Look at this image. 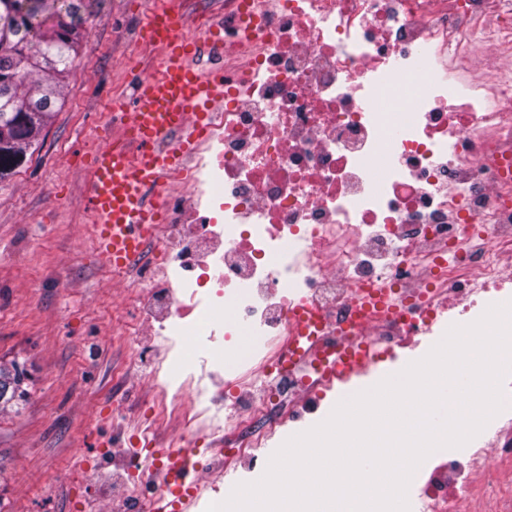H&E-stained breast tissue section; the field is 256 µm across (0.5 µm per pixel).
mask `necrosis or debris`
<instances>
[{
	"label": "necrosis or debris",
	"mask_w": 512,
	"mask_h": 512,
	"mask_svg": "<svg viewBox=\"0 0 512 512\" xmlns=\"http://www.w3.org/2000/svg\"><path fill=\"white\" fill-rule=\"evenodd\" d=\"M492 0H224V102L206 137L156 194L160 227L146 278L131 294L163 336L218 337L205 359L224 409L182 405L171 447L224 459L263 447L300 422L308 392L333 389L342 337L375 358L420 334L443 338L452 297L462 324L512 301V53L487 73L453 70L484 48ZM257 28L254 36L245 27ZM467 95V109L449 100ZM386 287L399 310L361 318L359 288ZM315 309L328 343L305 376L285 344L298 305ZM157 417L122 449L132 512H150L161 461ZM512 469V400L460 448L417 469L428 512H466Z\"/></svg>",
	"instance_id": "obj_1"
}]
</instances>
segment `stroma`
Returning a JSON list of instances; mask_svg holds the SVG:
<instances>
[{"mask_svg": "<svg viewBox=\"0 0 512 512\" xmlns=\"http://www.w3.org/2000/svg\"><path fill=\"white\" fill-rule=\"evenodd\" d=\"M151 0H94L64 95L26 161L0 180V365L18 366L26 394L0 410V512H125L104 444L131 437L152 406L173 427L172 402L132 364L134 348L163 354L166 337L137 326L125 286L96 257L84 173L120 125L106 104L129 98L122 62ZM90 466L94 477L70 475Z\"/></svg>", "mask_w": 512, "mask_h": 512, "instance_id": "1", "label": "stroma"}]
</instances>
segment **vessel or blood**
Segmentation results:
<instances>
[{"mask_svg": "<svg viewBox=\"0 0 512 512\" xmlns=\"http://www.w3.org/2000/svg\"><path fill=\"white\" fill-rule=\"evenodd\" d=\"M172 12L173 0H153L143 28L161 51L157 66L134 84L130 102L112 105L134 133V151H98L87 176L85 206L94 219L96 256L120 275L157 219L149 189L178 168L183 149L202 134L211 108L224 100L222 74L206 76L197 69L194 43L174 29ZM358 300L385 315L393 309L380 287L360 290ZM154 477L161 492L150 512H191L193 503L184 497L189 472L183 454L168 453Z\"/></svg>", "mask_w": 512, "mask_h": 512, "instance_id": "b4317fda", "label": "vessel or blood"}]
</instances>
